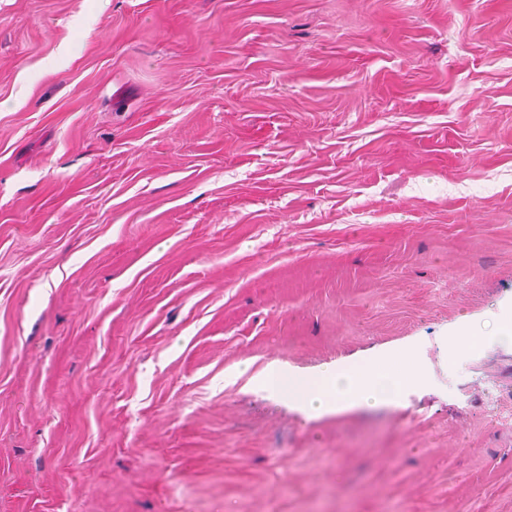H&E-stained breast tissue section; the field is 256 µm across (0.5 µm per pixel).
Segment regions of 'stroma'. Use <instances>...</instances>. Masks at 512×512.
Wrapping results in <instances>:
<instances>
[{
	"label": "stroma",
	"instance_id": "obj_1",
	"mask_svg": "<svg viewBox=\"0 0 512 512\" xmlns=\"http://www.w3.org/2000/svg\"><path fill=\"white\" fill-rule=\"evenodd\" d=\"M511 308L512 0H0V512H512ZM396 353L384 351L336 364L316 376L300 375L277 361L249 377L259 389L278 394L312 415L387 404L395 401L410 381L423 379L418 367L401 372L393 367Z\"/></svg>",
	"mask_w": 512,
	"mask_h": 512
}]
</instances>
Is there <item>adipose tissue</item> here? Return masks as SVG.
I'll list each match as a JSON object with an SVG mask.
<instances>
[{"mask_svg":"<svg viewBox=\"0 0 512 512\" xmlns=\"http://www.w3.org/2000/svg\"><path fill=\"white\" fill-rule=\"evenodd\" d=\"M395 358V352L384 351L338 364L315 376L300 375L276 361L252 375L243 364L229 377H249L257 388L274 389L310 414L321 415L393 402L408 382L422 380L421 369H395Z\"/></svg>","mask_w":512,"mask_h":512,"instance_id":"ef3b65f1","label":"adipose tissue"}]
</instances>
